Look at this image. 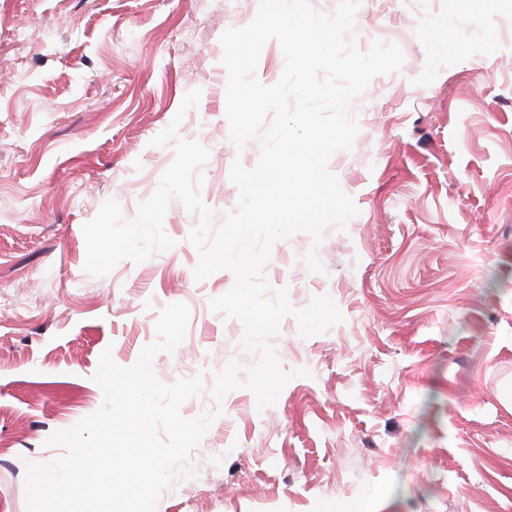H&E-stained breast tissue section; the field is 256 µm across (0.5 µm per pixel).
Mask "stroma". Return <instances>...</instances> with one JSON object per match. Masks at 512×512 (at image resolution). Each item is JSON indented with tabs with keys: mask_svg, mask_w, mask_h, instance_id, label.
Returning a JSON list of instances; mask_svg holds the SVG:
<instances>
[{
	"mask_svg": "<svg viewBox=\"0 0 512 512\" xmlns=\"http://www.w3.org/2000/svg\"><path fill=\"white\" fill-rule=\"evenodd\" d=\"M258 4L0 0V512H26L27 463L62 456L48 437L102 406L101 353L134 364L166 305L190 319L153 360L161 382L255 363L209 307L233 273L193 277L197 213L171 200L175 247L102 277L82 227L110 198L133 219L180 139L209 151L213 226L235 210L231 165L253 168L260 143L229 139L220 37ZM356 16L360 51L404 54L351 101L359 133L329 160L359 213L276 241L263 271L293 308L326 296L342 320L308 338L282 320L269 344L292 378L273 406L244 387L183 404L214 420L156 512H512V0Z\"/></svg>",
	"mask_w": 512,
	"mask_h": 512,
	"instance_id": "1",
	"label": "stroma"
}]
</instances>
